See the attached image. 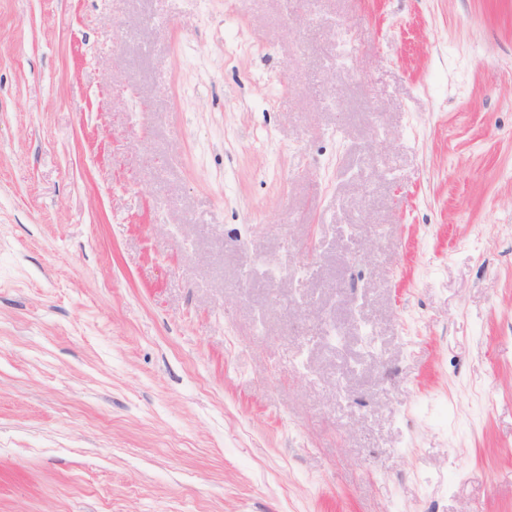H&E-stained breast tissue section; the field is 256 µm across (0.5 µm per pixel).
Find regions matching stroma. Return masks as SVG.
Masks as SVG:
<instances>
[{
    "instance_id": "stroma-1",
    "label": "stroma",
    "mask_w": 512,
    "mask_h": 512,
    "mask_svg": "<svg viewBox=\"0 0 512 512\" xmlns=\"http://www.w3.org/2000/svg\"><path fill=\"white\" fill-rule=\"evenodd\" d=\"M0 512H512V0H0Z\"/></svg>"
}]
</instances>
